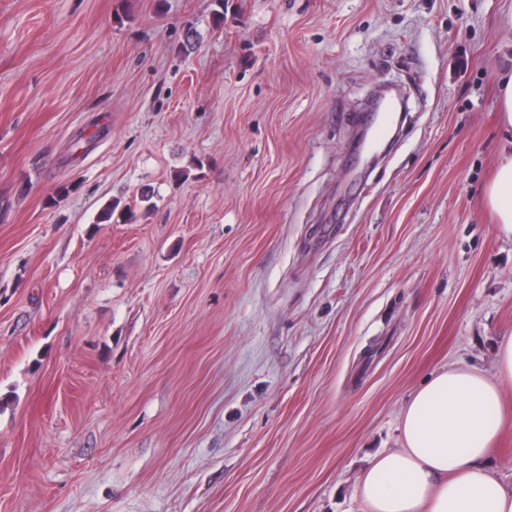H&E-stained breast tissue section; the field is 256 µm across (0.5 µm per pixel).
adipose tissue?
<instances>
[{"label":"adipose tissue","mask_w":512,"mask_h":512,"mask_svg":"<svg viewBox=\"0 0 512 512\" xmlns=\"http://www.w3.org/2000/svg\"><path fill=\"white\" fill-rule=\"evenodd\" d=\"M499 119L507 137L485 197L498 234L512 238V76L500 84ZM507 385L512 337L498 346L495 376L469 366L436 371L402 409V448L367 466L356 489L364 512H512V489L490 467Z\"/></svg>","instance_id":"ef3b65f1"}]
</instances>
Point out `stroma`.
Instances as JSON below:
<instances>
[{"mask_svg":"<svg viewBox=\"0 0 512 512\" xmlns=\"http://www.w3.org/2000/svg\"><path fill=\"white\" fill-rule=\"evenodd\" d=\"M213 9L0 0V512H362L408 397L512 336V0ZM499 119L505 140L485 197L496 216L498 234L512 238V72L500 84Z\"/></svg>","mask_w":512,"mask_h":512,"instance_id":"stroma-1","label":"stroma"}]
</instances>
